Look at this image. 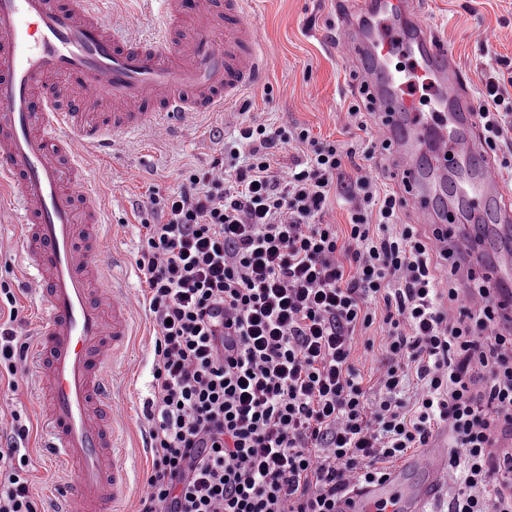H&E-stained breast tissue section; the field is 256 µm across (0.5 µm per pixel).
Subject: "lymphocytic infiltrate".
Instances as JSON below:
<instances>
[{
    "mask_svg": "<svg viewBox=\"0 0 512 512\" xmlns=\"http://www.w3.org/2000/svg\"><path fill=\"white\" fill-rule=\"evenodd\" d=\"M478 115L496 149L512 130L503 74L485 77ZM292 142L302 158L279 167L276 148ZM388 147L249 122L142 219L136 264L155 338L137 512H338L441 426L448 512H512L500 446L512 436V327L489 289L440 278L441 252L372 172L349 180L346 232L328 219L346 160ZM375 323L387 361L368 386L353 344ZM28 432L12 411L0 512H37Z\"/></svg>",
    "mask_w": 512,
    "mask_h": 512,
    "instance_id": "obj_1",
    "label": "lymphocytic infiltrate"
}]
</instances>
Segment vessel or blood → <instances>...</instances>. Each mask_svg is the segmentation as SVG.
Returning a JSON list of instances; mask_svg holds the SVG:
<instances>
[{
    "label": "vessel or blood",
    "instance_id": "vessel-or-blood-1",
    "mask_svg": "<svg viewBox=\"0 0 512 512\" xmlns=\"http://www.w3.org/2000/svg\"><path fill=\"white\" fill-rule=\"evenodd\" d=\"M338 43L365 62L380 132L394 151L411 212L497 290L512 314V191L478 130V102L430 21L426 0H355ZM150 36L109 23L103 0H0V208L16 213L19 265L44 299L32 367L45 385L40 446L67 467L58 512H114L130 480L123 417L107 365L141 335L124 270L86 244L82 216L104 224L105 161L126 138L177 139L273 68L246 0H155ZM223 22L215 41L211 20ZM68 89L73 106H61ZM118 104L106 117L99 104ZM104 164L83 173L88 159ZM448 434L379 481L355 488L342 512H425L444 485Z\"/></svg>",
    "mask_w": 512,
    "mask_h": 512
}]
</instances>
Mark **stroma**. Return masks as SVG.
Listing matches in <instances>:
<instances>
[{
	"label": "stroma",
	"instance_id": "35a3bbf8",
	"mask_svg": "<svg viewBox=\"0 0 512 512\" xmlns=\"http://www.w3.org/2000/svg\"><path fill=\"white\" fill-rule=\"evenodd\" d=\"M251 16L261 39L278 51L272 73L260 86L248 90L228 111L200 118L185 130L179 143L145 132L130 138L112 160V182L103 187L107 220L116 229L107 252L118 262L134 266L143 232L141 215L151 198L176 188L182 171L208 168L241 121H257L289 130L306 127L321 139L355 142L364 133L351 126L347 114L353 99L349 74L357 65L332 41L338 31V10L332 0H252ZM429 17L453 51L472 91L498 60L512 63V0H429ZM272 96H265V88ZM19 225L0 217V284L14 298L0 295V317L17 311L12 327L20 341L33 340L36 320L44 305L31 291L17 265ZM153 336L137 337L126 364L118 366L112 380L115 398L130 431L129 455L135 473L126 498V512H137L138 493L150 467V455L141 453L140 437L147 429L142 402L152 379ZM20 396L29 433L23 451L29 461L32 494L38 512H48V502L67 475L36 452L40 431L36 412L42 402V385L35 373L17 379L0 377V429L9 430L13 396Z\"/></svg>",
	"mask_w": 512,
	"mask_h": 512
}]
</instances>
